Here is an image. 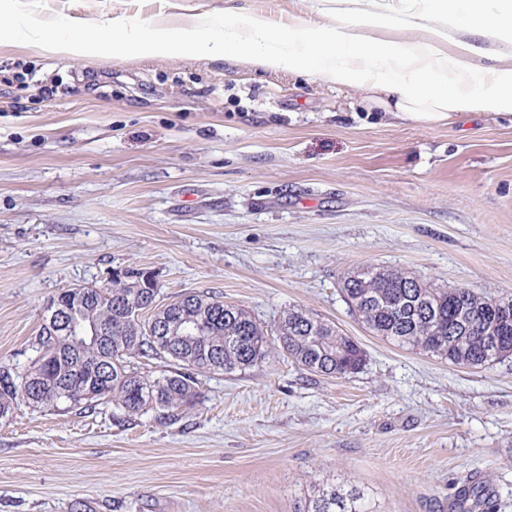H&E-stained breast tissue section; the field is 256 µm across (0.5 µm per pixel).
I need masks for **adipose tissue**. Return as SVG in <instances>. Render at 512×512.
Here are the masks:
<instances>
[{"mask_svg": "<svg viewBox=\"0 0 512 512\" xmlns=\"http://www.w3.org/2000/svg\"><path fill=\"white\" fill-rule=\"evenodd\" d=\"M409 27L421 37L373 39L391 27L374 0L342 10L332 25L274 24L249 12H228L216 30L161 25L150 19L116 18L111 29L66 38L37 18L0 0V32L35 44L45 55L73 60L114 50L153 55L172 49L220 61L228 57L265 70L357 88L372 107L412 119L442 122L458 112H511L512 64L491 46L512 45V0H424Z\"/></svg>", "mask_w": 512, "mask_h": 512, "instance_id": "ef3b65f1", "label": "adipose tissue"}]
</instances>
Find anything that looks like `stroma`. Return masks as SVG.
<instances>
[{
    "mask_svg": "<svg viewBox=\"0 0 512 512\" xmlns=\"http://www.w3.org/2000/svg\"><path fill=\"white\" fill-rule=\"evenodd\" d=\"M85 34L225 9L332 21L336 0H15ZM361 265L512 297V115L424 122L362 91L164 50L49 57L0 37V366L26 363L59 289L148 267L161 299L222 293L267 331L293 306L364 348L327 378L279 351L203 372L178 420L19 405L0 423V512H297L351 483L376 512H455L484 477L512 512V358L457 367L374 336L344 300Z\"/></svg>",
    "mask_w": 512,
    "mask_h": 512,
    "instance_id": "35a3bbf8",
    "label": "stroma"
}]
</instances>
